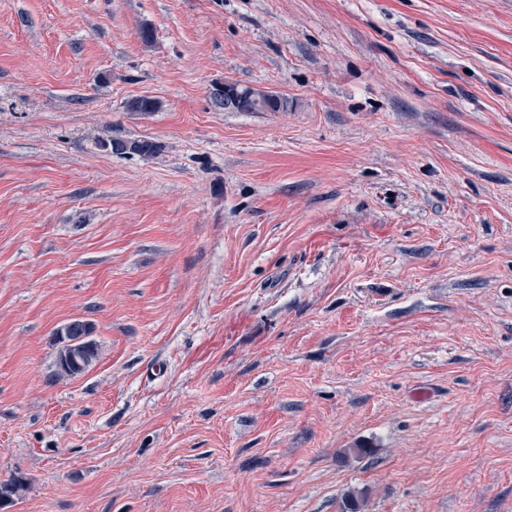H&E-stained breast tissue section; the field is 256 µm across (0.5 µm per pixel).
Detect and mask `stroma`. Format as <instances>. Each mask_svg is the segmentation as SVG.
Segmentation results:
<instances>
[{"label":"stroma","mask_w":512,"mask_h":512,"mask_svg":"<svg viewBox=\"0 0 512 512\" xmlns=\"http://www.w3.org/2000/svg\"><path fill=\"white\" fill-rule=\"evenodd\" d=\"M15 478L5 512H512V0H0ZM236 92H233L231 98L226 92L229 87L227 83L224 86L214 85L210 90V101L216 109H222L224 112H279L287 111L290 104L287 97L273 94L272 98L256 99L253 97L252 92L254 89L250 87L238 86ZM98 147L116 155H138L142 157H150L157 154L161 146L159 143L148 139L125 140L119 138L100 139L97 143ZM97 357V348L86 338L78 343L66 344L58 355V371L62 375H79L92 364Z\"/></svg>","instance_id":"1"}]
</instances>
